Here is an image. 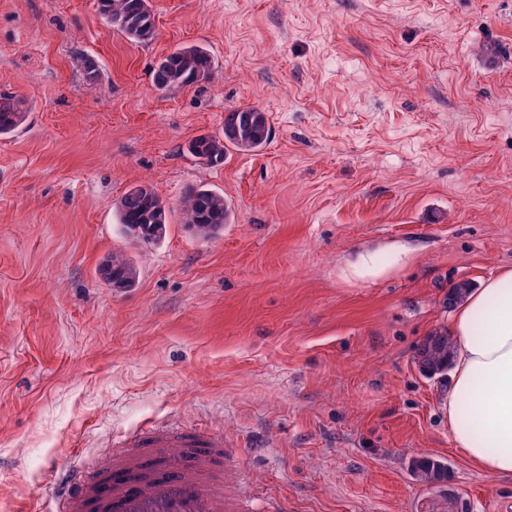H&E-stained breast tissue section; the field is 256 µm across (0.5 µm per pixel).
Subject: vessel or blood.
I'll use <instances>...</instances> for the list:
<instances>
[{
    "mask_svg": "<svg viewBox=\"0 0 512 512\" xmlns=\"http://www.w3.org/2000/svg\"><path fill=\"white\" fill-rule=\"evenodd\" d=\"M225 460L223 435L157 425L109 459L58 474L47 512H242Z\"/></svg>",
    "mask_w": 512,
    "mask_h": 512,
    "instance_id": "obj_1",
    "label": "vessel or blood"
}]
</instances>
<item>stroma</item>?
<instances>
[{"label": "stroma", "mask_w": 512, "mask_h": 512, "mask_svg": "<svg viewBox=\"0 0 512 512\" xmlns=\"http://www.w3.org/2000/svg\"><path fill=\"white\" fill-rule=\"evenodd\" d=\"M150 4L136 44L97 0H0V93L28 104L0 138V512H41L58 469L161 419L223 434L237 488L286 512H512L415 359L452 288L512 269V0ZM187 44L211 79L157 89ZM244 106L262 149L189 152ZM143 183L171 209L147 247L115 209ZM195 186L231 207L217 238L181 222ZM392 245L403 264L350 276ZM115 251L135 287L101 279ZM420 457L446 476L416 481ZM405 252L400 249H393L388 252L389 264L386 268L378 266L376 262V252L364 251L357 255L356 259L350 264V274L355 279H368L381 275L387 268L397 265L402 261Z\"/></svg>", "instance_id": "obj_1"}]
</instances>
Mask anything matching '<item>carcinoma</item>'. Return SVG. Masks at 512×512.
Instances as JSON below:
<instances>
[{
	"instance_id": "carcinoma-1",
	"label": "carcinoma",
	"mask_w": 512,
	"mask_h": 512,
	"mask_svg": "<svg viewBox=\"0 0 512 512\" xmlns=\"http://www.w3.org/2000/svg\"><path fill=\"white\" fill-rule=\"evenodd\" d=\"M99 11L107 21L129 40L148 44L156 35L149 0H98ZM215 61L210 51L199 45L177 48L160 57L153 67V80L164 90L211 78ZM27 103L17 95L0 94V137L11 135L24 121ZM270 133L268 117L260 109L249 106L227 113L223 134L199 136L188 144L189 151L206 164L224 163L227 150L234 148L252 152L261 148ZM183 223L203 239L220 236L230 223L231 211L224 194L203 186L188 189L182 202ZM170 208L149 185L129 189L117 205L121 234L128 241L151 245L161 242L169 233ZM101 278L114 288H132L138 280L137 268L124 253L112 254L99 268ZM452 341L448 333L427 337L419 349L421 370L433 375L445 370ZM413 474L423 482H435L444 474L440 462L433 459L413 461Z\"/></svg>"
}]
</instances>
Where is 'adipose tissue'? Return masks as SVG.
<instances>
[{
	"label": "adipose tissue",
	"instance_id": "adipose-tissue-1",
	"mask_svg": "<svg viewBox=\"0 0 512 512\" xmlns=\"http://www.w3.org/2000/svg\"><path fill=\"white\" fill-rule=\"evenodd\" d=\"M449 331L451 438L481 470L512 477V270L467 293Z\"/></svg>",
	"mask_w": 512,
	"mask_h": 512
}]
</instances>
